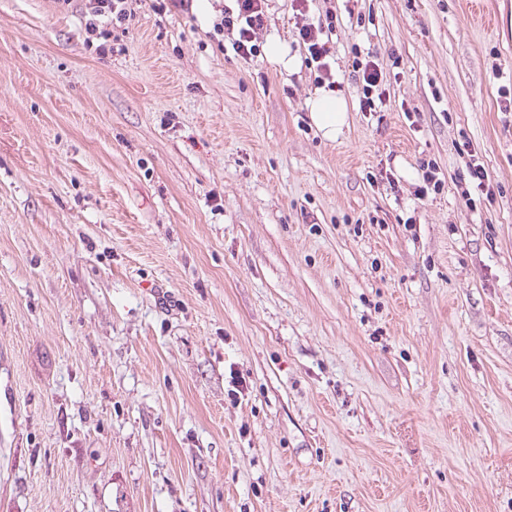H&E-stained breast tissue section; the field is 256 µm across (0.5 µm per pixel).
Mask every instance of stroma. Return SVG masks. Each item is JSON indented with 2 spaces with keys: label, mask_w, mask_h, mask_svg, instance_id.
Wrapping results in <instances>:
<instances>
[{
  "label": "stroma",
  "mask_w": 512,
  "mask_h": 512,
  "mask_svg": "<svg viewBox=\"0 0 512 512\" xmlns=\"http://www.w3.org/2000/svg\"><path fill=\"white\" fill-rule=\"evenodd\" d=\"M466 2L308 0L331 141L225 0L105 53L89 0H0V512H512V0ZM233 6L224 5L220 22L214 25L216 34H227L231 48L240 58L251 60L260 54L257 31L265 23V0H230ZM336 16L326 13L325 19L319 18L317 24L306 22L298 28L299 43L302 44L306 55L304 59L305 66H313L318 73L317 81L322 84L328 81V87L335 81L332 79V69L330 65L331 47L328 33L332 34ZM354 72L358 73L359 80L363 83V97L360 100V108L364 112H379L386 105L385 88H382L383 80L379 64L372 53H366L364 61L355 57L353 61ZM375 93V94H374ZM310 118L328 140H336L346 124L348 104L334 89L320 87L307 102ZM468 173L470 177L471 188H466L465 191L462 193L464 197H467V201L472 200L471 192L477 195H485L486 199H488L489 201L492 200L495 193L493 190V186H491L487 179V174L483 166L474 160L473 162H470L468 165ZM421 172L422 184L417 185L416 195L420 197H426L429 191L438 194L444 187L442 179L439 177V170L432 161H421L419 165Z\"/></svg>",
  "instance_id": "stroma-1"
}]
</instances>
